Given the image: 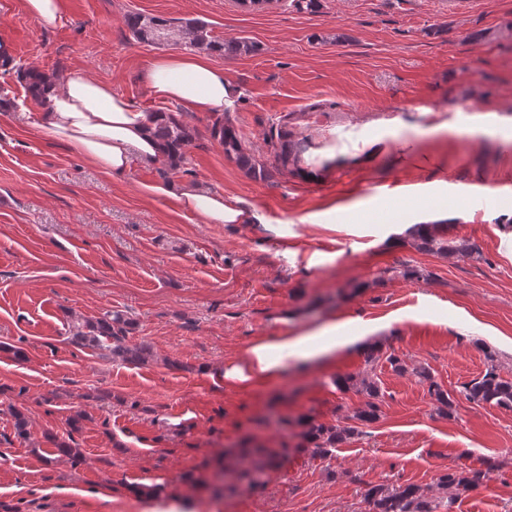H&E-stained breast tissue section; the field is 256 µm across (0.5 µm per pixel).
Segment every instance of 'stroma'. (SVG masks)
I'll return each instance as SVG.
<instances>
[{"label":"stroma","instance_id":"35a3bbf8","mask_svg":"<svg viewBox=\"0 0 512 512\" xmlns=\"http://www.w3.org/2000/svg\"><path fill=\"white\" fill-rule=\"evenodd\" d=\"M46 24L0 0V512H369L367 485H434L451 468L498 462L451 512H512V409L459 397L496 365L512 380V257L500 246L512 199V0H63ZM131 13L198 19L260 50L213 61L240 92L228 121L269 172L250 175L211 135L214 114L162 105L139 73L181 49L133 40ZM83 67L145 112L194 129L186 164L101 174L38 127L18 66ZM292 118L297 164L271 140ZM197 184L257 210L260 224H199L140 183ZM450 210L475 252L414 248L421 201ZM423 269L408 280L397 271ZM112 310L131 327L129 362L72 343L77 320ZM335 326L430 369L457 394L435 411L427 384L381 363L382 416L324 458L300 419L337 423L364 398L337 376L360 345L285 366L247 387L225 380L261 340ZM495 361H488V352ZM27 419L17 435L15 412ZM78 418L70 426V418ZM78 458L58 454V444ZM276 453L241 477V446ZM53 463H45V456Z\"/></svg>","mask_w":512,"mask_h":512}]
</instances>
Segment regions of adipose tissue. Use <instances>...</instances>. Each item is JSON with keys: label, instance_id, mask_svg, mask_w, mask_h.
Segmentation results:
<instances>
[{"label": "adipose tissue", "instance_id": "1", "mask_svg": "<svg viewBox=\"0 0 512 512\" xmlns=\"http://www.w3.org/2000/svg\"><path fill=\"white\" fill-rule=\"evenodd\" d=\"M141 83L156 101L174 103L186 112H221L236 102V91L224 78L222 68L203 55L161 54L140 73ZM41 128L64 142L102 174L121 177L133 165L150 166L164 158L156 137L162 113L144 112L128 98L113 91L109 82L74 68L62 79L44 77ZM142 195L173 201L182 212L201 224H259L257 212L234 207L223 194L170 181L144 182ZM335 337L326 330L282 337L252 345L245 365L226 371L228 379L251 384L277 375L288 359L311 360L330 356Z\"/></svg>", "mask_w": 512, "mask_h": 512}]
</instances>
